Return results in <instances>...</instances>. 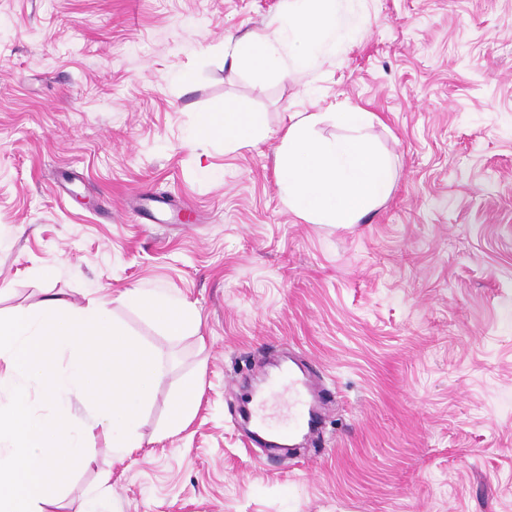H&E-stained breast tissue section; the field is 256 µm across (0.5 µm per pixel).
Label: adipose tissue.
<instances>
[{"mask_svg": "<svg viewBox=\"0 0 512 512\" xmlns=\"http://www.w3.org/2000/svg\"><path fill=\"white\" fill-rule=\"evenodd\" d=\"M361 22L358 8L341 14L337 0H291L287 15L272 32L236 42L234 62L238 69L267 75L283 67L278 46L284 43L291 52L293 66L307 67L326 39H334L339 45L353 43ZM264 135L261 113L250 111L237 101L225 102L220 111L204 114L193 132L197 139L223 140L228 150L257 144ZM124 299L129 306L143 310L168 335L178 336L197 326L187 305L176 298L133 288L125 292Z\"/></svg>", "mask_w": 512, "mask_h": 512, "instance_id": "1", "label": "adipose tissue"}]
</instances>
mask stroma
<instances>
[{"label": "stroma", "mask_w": 512, "mask_h": 512, "mask_svg": "<svg viewBox=\"0 0 512 512\" xmlns=\"http://www.w3.org/2000/svg\"><path fill=\"white\" fill-rule=\"evenodd\" d=\"M290 0H0V315L106 301L161 379L129 456L91 442L64 512H512V0H365L350 46L258 80L234 39ZM191 73V84L180 75ZM320 95L309 100V88ZM234 98L270 132L192 140ZM374 112L394 176L358 224L288 209L296 112ZM173 295L197 331L121 302ZM292 356L320 380L313 444H252L250 382ZM200 404L179 431L172 400ZM199 395L200 388L196 384H188L174 399L169 423L170 431H176L183 425L194 410Z\"/></svg>", "instance_id": "stroma-1"}]
</instances>
